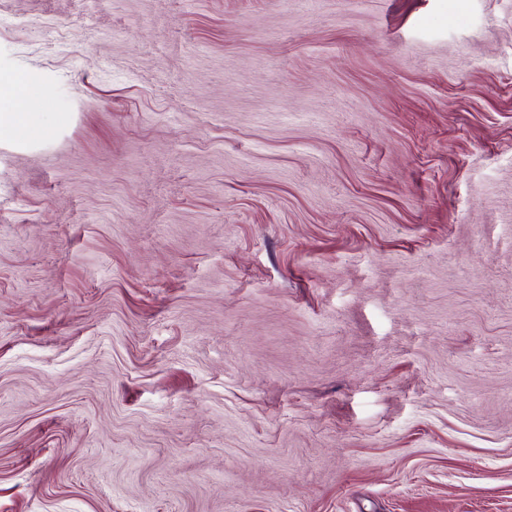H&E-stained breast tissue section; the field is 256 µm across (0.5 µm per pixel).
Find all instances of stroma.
I'll return each instance as SVG.
<instances>
[{"instance_id": "obj_1", "label": "stroma", "mask_w": 512, "mask_h": 512, "mask_svg": "<svg viewBox=\"0 0 512 512\" xmlns=\"http://www.w3.org/2000/svg\"><path fill=\"white\" fill-rule=\"evenodd\" d=\"M0 512H512V0H0Z\"/></svg>"}]
</instances>
